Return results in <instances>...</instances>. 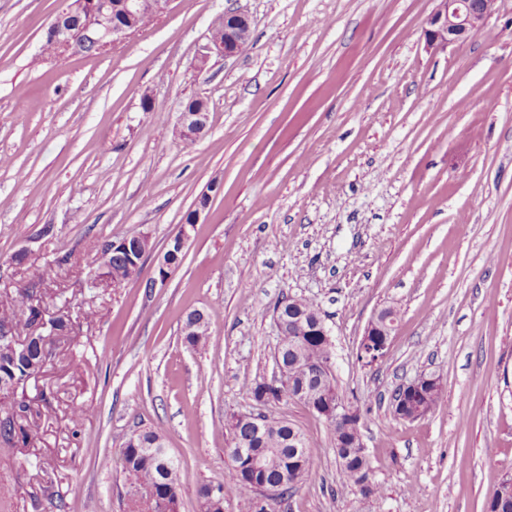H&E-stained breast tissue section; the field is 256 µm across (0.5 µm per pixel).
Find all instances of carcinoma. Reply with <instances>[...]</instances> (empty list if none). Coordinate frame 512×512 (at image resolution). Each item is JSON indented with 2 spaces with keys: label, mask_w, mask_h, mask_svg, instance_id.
<instances>
[{
  "label": "carcinoma",
  "mask_w": 512,
  "mask_h": 512,
  "mask_svg": "<svg viewBox=\"0 0 512 512\" xmlns=\"http://www.w3.org/2000/svg\"><path fill=\"white\" fill-rule=\"evenodd\" d=\"M84 15L78 11L59 13L52 25L69 34L78 33ZM128 242V250L112 255V281L122 285L140 275L142 267L137 265L140 255L136 250L137 237L124 235L112 240L94 242L96 251L106 252L112 243ZM185 252L178 247V238H173L164 253L165 261L178 268ZM39 286L28 283L11 293L0 295V324L11 323L17 332L30 328L42 332L27 337L23 352L15 358L0 354V441L9 445L28 443L37 436L28 418L33 406L25 395L29 381L36 379L50 360L47 340L70 333L75 321L70 313L44 317L40 302L32 301ZM280 305L288 319L287 330L299 327L306 329L302 336L280 337L281 361L287 375L277 379L279 385L262 379L251 389L253 398L259 403L278 401L290 396V392L302 385L307 387L303 404L312 407L330 392L339 396L335 379L322 385L315 383L313 373L330 365L333 342L329 336H321L316 328L323 321L319 306L303 298H288ZM208 321L199 311L189 313L182 325L184 343L195 347L205 337ZM231 448H247L257 457L268 461L264 471L255 478L244 474L242 465L231 460L224 482L213 486L205 484L198 490L202 512H221L224 497L229 492L241 496H256L265 485L277 486L280 496H285L303 485L311 475L313 457L309 438L292 423L281 419L262 418V423L247 415L235 416L230 423ZM339 481L344 488H356L365 496H381V489L370 480L371 465L364 448H338ZM122 471L129 480L127 512H180L181 487L178 464L170 458L164 447V434L156 429L133 432L121 450Z\"/></svg>",
  "instance_id": "carcinoma-1"
}]
</instances>
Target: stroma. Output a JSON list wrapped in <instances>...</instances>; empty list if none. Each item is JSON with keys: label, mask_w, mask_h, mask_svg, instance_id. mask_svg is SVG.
Returning <instances> with one entry per match:
<instances>
[{"label": "stroma", "mask_w": 512, "mask_h": 512, "mask_svg": "<svg viewBox=\"0 0 512 512\" xmlns=\"http://www.w3.org/2000/svg\"><path fill=\"white\" fill-rule=\"evenodd\" d=\"M68 2L0 0V269L29 254L0 293L43 273L48 313L62 289L90 314L26 388L36 447L0 444V512H122L121 448L151 426L179 463L180 512H200L240 414L289 421L314 445L311 476L274 512H486L512 474V0L444 48L425 39L437 0H169L103 52L47 54ZM230 7L250 17V46L197 71ZM191 97L208 100L210 128L186 145L175 131ZM184 231L182 265L159 278ZM132 233L150 241L139 277L86 287L92 241ZM285 297L326 315L383 499L338 490L323 418L251 395L274 375ZM385 308L388 351L364 365L360 340ZM194 310L208 337L189 348ZM423 373L441 379L436 410L394 418L393 391ZM78 404L94 411L75 426ZM207 328L208 321L202 312H190L186 316L181 328L184 343L189 347L197 346L205 337Z\"/></svg>", "instance_id": "stroma-1"}]
</instances>
